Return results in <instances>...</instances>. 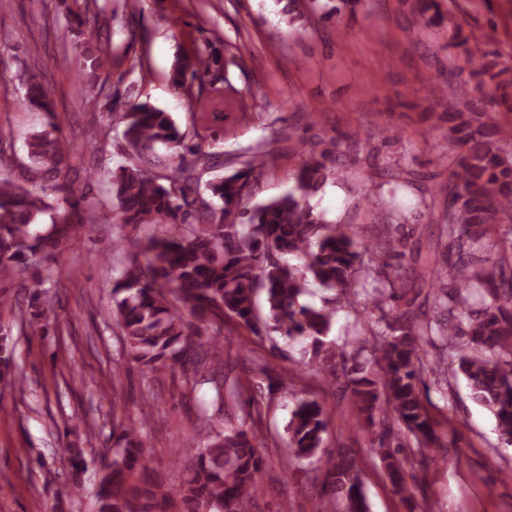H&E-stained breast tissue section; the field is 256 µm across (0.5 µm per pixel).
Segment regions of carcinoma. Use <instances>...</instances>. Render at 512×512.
<instances>
[{
    "label": "carcinoma",
    "instance_id": "cac0c4a2",
    "mask_svg": "<svg viewBox=\"0 0 512 512\" xmlns=\"http://www.w3.org/2000/svg\"><path fill=\"white\" fill-rule=\"evenodd\" d=\"M73 18L76 29L86 30L79 48L96 85L99 70L112 61V48L93 32L107 20L106 6L82 0ZM209 71L210 59L197 52L179 60L169 80L191 96ZM25 88L27 104L43 112L47 122L26 141L28 162L11 160L12 174L0 177L1 281L55 260L69 239L92 223L96 205L90 193L74 187L81 150L60 134L49 92L32 78ZM107 111L124 124L128 155L108 182L113 221L121 231L112 250L124 253L112 288V320L144 370L157 374L188 365L193 386H209L213 400L200 412L201 441L182 449L194 455L195 465L176 497L149 475L137 423L121 427L95 493L98 512H170L176 500L181 503L176 512H249L265 467L254 443L263 414L233 372L241 367L264 376L271 395L288 390L292 374L262 363L234 337L243 330L258 337L276 333L303 345L315 371L336 372L343 349L328 339L336 299L348 302L357 294L353 286L363 253L400 257L401 240L383 235L363 245L350 225L314 212L308 198L345 156L341 150L303 160L292 191L248 208L242 201L250 185L267 171L263 146L249 149L237 170L204 182L202 176L219 160L187 139L169 113L148 100L124 101L116 94L110 95ZM446 138L459 148L448 155L440 217L447 253L423 273L438 284L436 321L408 309L399 312L388 335L361 347L364 362L344 371L358 430L373 433L382 413L417 439L416 449L407 452L378 438L376 451L400 491L405 490L403 472L414 468L415 455L433 442L422 392L427 377L444 381L440 361L425 349L436 336L454 345L457 373L472 398L493 413L501 439L512 444V241L492 251L471 231L478 224H512V137H494L485 112L468 105L448 113ZM158 143L174 149L168 162L142 164L141 156ZM46 215L49 225L42 230ZM292 257L300 263L290 262ZM402 278L396 273L390 287L363 301V312L398 299ZM311 280L337 297L319 308L303 303ZM21 322L30 334L47 324L40 310L21 316ZM11 355L8 338L1 336L0 381L19 386ZM229 405L239 413L238 428L222 422ZM326 430L319 402L298 401L288 428L289 455L325 470L327 512H369L354 457L343 449L321 452Z\"/></svg>",
    "mask_w": 512,
    "mask_h": 512
}]
</instances>
